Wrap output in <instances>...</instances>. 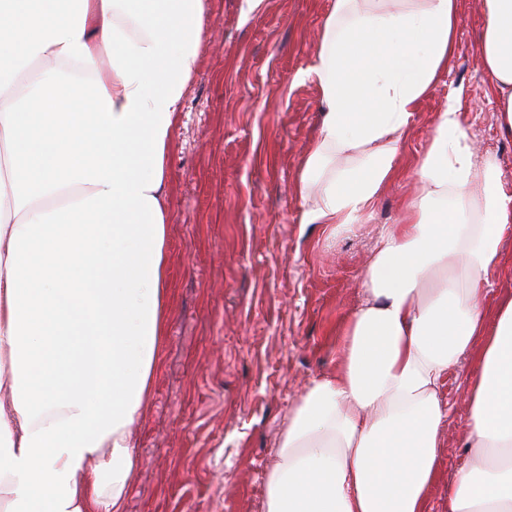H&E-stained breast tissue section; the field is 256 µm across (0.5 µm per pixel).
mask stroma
I'll use <instances>...</instances> for the list:
<instances>
[{"label": "stroma", "instance_id": "stroma-1", "mask_svg": "<svg viewBox=\"0 0 512 512\" xmlns=\"http://www.w3.org/2000/svg\"><path fill=\"white\" fill-rule=\"evenodd\" d=\"M335 0H205L195 74L167 158L166 329L132 428L124 512H263L276 444L308 382L336 369L373 240L402 223L446 104L512 195V136L480 64L484 0H458L453 54L417 104L394 181L352 233L303 221L300 161L323 117L316 61ZM465 358L448 374L430 512L464 466Z\"/></svg>", "mask_w": 512, "mask_h": 512}]
</instances>
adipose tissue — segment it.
Wrapping results in <instances>:
<instances>
[{"label":"adipose tissue","mask_w":512,"mask_h":512,"mask_svg":"<svg viewBox=\"0 0 512 512\" xmlns=\"http://www.w3.org/2000/svg\"><path fill=\"white\" fill-rule=\"evenodd\" d=\"M203 14L204 0H0V356L20 365L0 405V512H123L165 325L166 158ZM456 15L457 0L364 16L336 0L306 73L324 118L296 187L304 223L353 231L395 177ZM481 43L512 132V0H485ZM25 60L40 69L21 83ZM339 152L357 165L325 176ZM433 204L442 223L425 219ZM414 208L374 240L340 361L293 408L264 512H430L443 389L469 355L474 454L448 512H512V294L483 311L490 274L512 267V196L455 104Z\"/></svg>","instance_id":"adipose-tissue-1"}]
</instances>
